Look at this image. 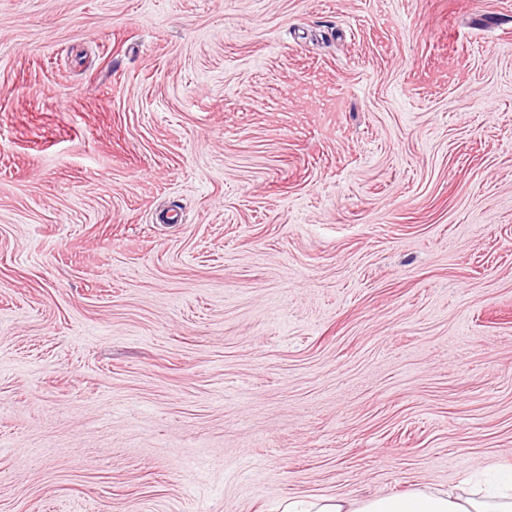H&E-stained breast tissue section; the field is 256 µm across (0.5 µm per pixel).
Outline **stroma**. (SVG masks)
<instances>
[{"mask_svg": "<svg viewBox=\"0 0 512 512\" xmlns=\"http://www.w3.org/2000/svg\"><path fill=\"white\" fill-rule=\"evenodd\" d=\"M501 465L512 0H0V512Z\"/></svg>", "mask_w": 512, "mask_h": 512, "instance_id": "35a3bbf8", "label": "stroma"}]
</instances>
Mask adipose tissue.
<instances>
[{
	"label": "adipose tissue",
	"instance_id": "obj_1",
	"mask_svg": "<svg viewBox=\"0 0 512 512\" xmlns=\"http://www.w3.org/2000/svg\"><path fill=\"white\" fill-rule=\"evenodd\" d=\"M285 512H512V468L492 474L478 496L418 490L362 500H293Z\"/></svg>",
	"mask_w": 512,
	"mask_h": 512
}]
</instances>
